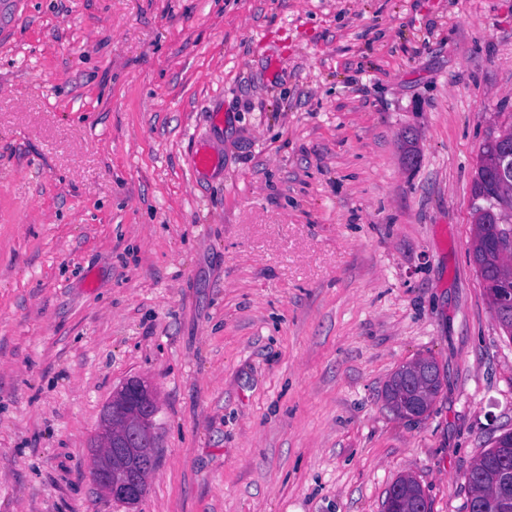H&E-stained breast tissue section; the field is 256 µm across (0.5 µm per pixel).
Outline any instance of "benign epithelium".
Instances as JSON below:
<instances>
[{
    "label": "benign epithelium",
    "mask_w": 512,
    "mask_h": 512,
    "mask_svg": "<svg viewBox=\"0 0 512 512\" xmlns=\"http://www.w3.org/2000/svg\"><path fill=\"white\" fill-rule=\"evenodd\" d=\"M495 148L492 165L479 171L477 181L482 191L472 195L474 223L485 225L480 246H490L500 261L512 260V246L493 236L494 224H508L512 219L506 214L501 194L512 185V136L503 132L490 140ZM441 379L437 363H432L428 380L420 377L416 362L406 365L403 376V404L409 416L425 415L434 399L432 381ZM159 412L155 391L142 378H128L107 402L102 418V428L95 444L94 472L96 484L112 498L134 505L143 496L147 476L137 472L134 464L138 449L147 448L156 453L155 417Z\"/></svg>",
    "instance_id": "1"
}]
</instances>
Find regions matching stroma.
<instances>
[{
	"mask_svg": "<svg viewBox=\"0 0 512 512\" xmlns=\"http://www.w3.org/2000/svg\"><path fill=\"white\" fill-rule=\"evenodd\" d=\"M509 127L512 0H22L0 42V512H382L407 475L468 512L512 430V340L468 254ZM420 357L442 389L402 418L385 386ZM133 376L157 464L128 505L91 443Z\"/></svg>",
	"mask_w": 512,
	"mask_h": 512,
	"instance_id": "1",
	"label": "stroma"
}]
</instances>
